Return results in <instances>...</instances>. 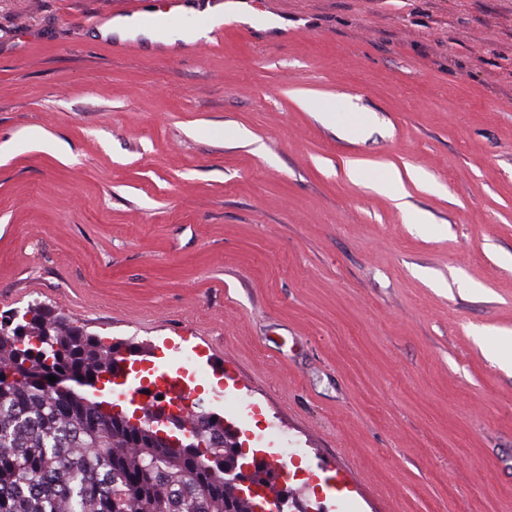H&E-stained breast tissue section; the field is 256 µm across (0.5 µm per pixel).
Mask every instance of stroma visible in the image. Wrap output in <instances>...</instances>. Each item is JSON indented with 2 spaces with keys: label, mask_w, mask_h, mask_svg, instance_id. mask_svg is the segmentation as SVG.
I'll return each instance as SVG.
<instances>
[{
  "label": "stroma",
  "mask_w": 512,
  "mask_h": 512,
  "mask_svg": "<svg viewBox=\"0 0 512 512\" xmlns=\"http://www.w3.org/2000/svg\"><path fill=\"white\" fill-rule=\"evenodd\" d=\"M114 2L0 0V319L192 356L187 406L249 453L288 438L307 512H512V0H226L218 44L74 38Z\"/></svg>",
  "instance_id": "1"
}]
</instances>
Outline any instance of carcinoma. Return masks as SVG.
<instances>
[{
	"mask_svg": "<svg viewBox=\"0 0 512 512\" xmlns=\"http://www.w3.org/2000/svg\"><path fill=\"white\" fill-rule=\"evenodd\" d=\"M119 362L96 335L34 310L0 321V512H226L224 425L205 448H158L152 423L136 432L60 380L109 373Z\"/></svg>",
	"mask_w": 512,
	"mask_h": 512,
	"instance_id": "obj_1",
	"label": "carcinoma"
}]
</instances>
